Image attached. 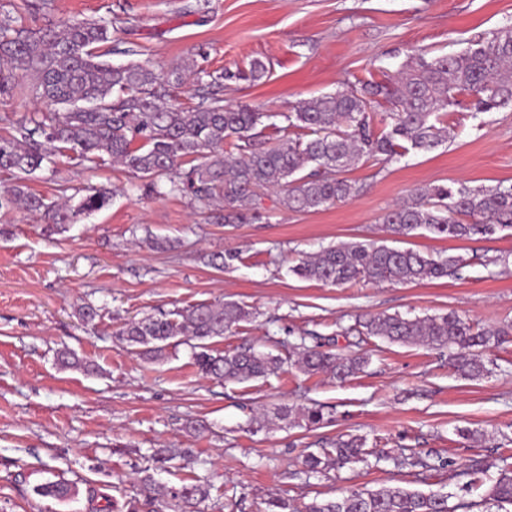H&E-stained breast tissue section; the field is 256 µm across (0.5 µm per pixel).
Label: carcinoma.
I'll use <instances>...</instances> for the list:
<instances>
[{"mask_svg": "<svg viewBox=\"0 0 512 512\" xmlns=\"http://www.w3.org/2000/svg\"><path fill=\"white\" fill-rule=\"evenodd\" d=\"M108 27L99 21H72L28 29L0 19V96H7L29 74L36 76L33 94L49 110L30 124L0 115V172L16 179L0 188V209L40 213L45 231L59 234L81 216L107 207L110 192L86 188L77 203L46 201L27 191L25 177L44 161L61 156L100 167L120 164L131 185L156 195L190 196L205 209H220L216 219L243 224L257 214L268 190L283 193V205L305 212L347 202L359 195L357 182L344 177L349 168L371 157L398 160L410 152H428L448 142V109L470 96L473 115L512 106V25L458 54L426 60L409 56L391 84L357 80L346 89L305 102L290 112L265 113L250 105L226 108L216 88L220 80L246 76L259 81L267 74L261 60L248 73L229 70L211 76L207 96L184 106L171 89L183 84L180 70L163 78L142 63L114 66L103 60L101 45ZM385 99L391 108L375 124L374 104ZM271 133H266V130ZM230 145L238 156L224 149ZM392 236L410 237L419 230L451 239L492 236L512 230V185L470 187L429 185L415 189L382 217ZM465 260L457 255H432L410 248L348 242L329 245L302 257L292 273L301 279L342 286L372 283H413L458 274ZM251 312L234 301L198 303L173 311L160 310L124 322L114 333L123 346L156 362L171 344L192 343L199 374L218 381L264 379L281 370L285 359L271 353L241 350L226 353L214 347ZM352 330L390 343H422L450 350L452 367L476 380L489 373L483 351L512 337V322L477 328L453 312L406 318L377 314L356 322ZM294 365L307 374H329L345 380L363 371L364 354L342 355L317 343L292 347ZM63 369L96 374L100 367L69 350L57 354ZM372 452L365 441L338 437L331 448L302 460L303 472L320 474L334 467L364 461ZM140 483L151 499L183 507L210 497V486L190 481L178 488L155 481L149 468ZM43 496L66 498L70 488L47 482L36 488ZM483 502L512 505V468L503 469L485 489ZM448 496L403 487L357 491L335 500H314L303 512H458Z\"/></svg>", "mask_w": 512, "mask_h": 512, "instance_id": "obj_1", "label": "carcinoma"}]
</instances>
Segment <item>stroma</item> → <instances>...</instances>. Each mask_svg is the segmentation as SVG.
<instances>
[{"instance_id": "35a3bbf8", "label": "stroma", "mask_w": 512, "mask_h": 512, "mask_svg": "<svg viewBox=\"0 0 512 512\" xmlns=\"http://www.w3.org/2000/svg\"><path fill=\"white\" fill-rule=\"evenodd\" d=\"M0 9L38 29L67 21L111 23L109 62H147L164 74L192 63L181 98L199 101V70L248 69L265 62L257 82H224L225 105L264 112L335 92L356 79L391 80L409 55L460 52L512 24V0H51L34 11L23 0ZM452 137L429 153L393 162L369 159L347 176L361 187L351 201L309 212L288 210L281 193L263 197V217L216 223L182 196H147L121 167L85 169L55 158L29 177L48 199L61 184L113 190L110 205L66 232L43 235L40 216L0 210V512H150L136 479L143 468L172 486L198 479L211 486L202 512L235 502L237 512H265L269 495L298 504L356 490L402 486L478 502L512 449V343L487 350L489 373L461 377L448 354L423 345L343 335L356 318L454 312L478 327L512 320V233L469 240L418 234L402 245L459 255L458 276L407 284L330 286L295 276L302 254L341 242L383 239L381 219L414 188L434 184H512V108L471 116L457 109ZM237 251L220 268L213 255ZM235 300L251 312L220 343L287 355L303 332L333 352L368 351L363 373L338 382L288 365L260 380L220 383L203 378L191 345L169 347L147 362L113 333L125 319L197 303ZM101 308L81 324L78 306ZM68 347L101 367L97 376L60 369ZM324 406L331 422L297 423L296 412ZM293 416L253 432L255 412ZM202 425L199 434L185 430ZM343 434L365 437L381 460L353 463L306 477L303 454L320 452ZM166 448L171 461L154 454ZM420 452L423 468H398L394 456ZM64 480L75 494L61 501L36 492Z\"/></svg>"}]
</instances>
